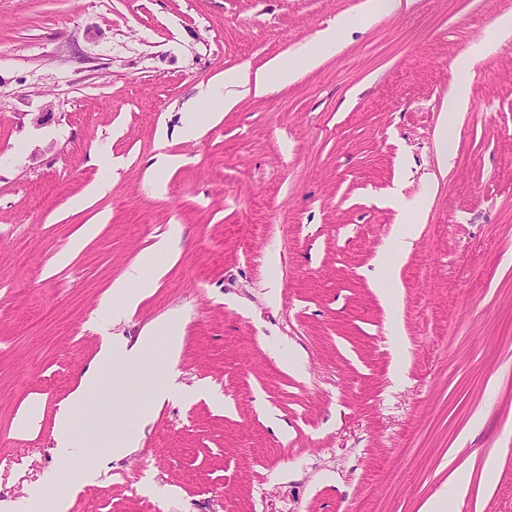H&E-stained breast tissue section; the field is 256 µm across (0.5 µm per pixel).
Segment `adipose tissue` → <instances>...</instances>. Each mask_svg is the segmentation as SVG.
Segmentation results:
<instances>
[{"label": "adipose tissue", "instance_id": "obj_1", "mask_svg": "<svg viewBox=\"0 0 512 512\" xmlns=\"http://www.w3.org/2000/svg\"><path fill=\"white\" fill-rule=\"evenodd\" d=\"M402 6L403 0H367L358 21L345 18L331 24L320 31L313 41L301 44L294 53L293 61L287 62L276 57L255 71L241 68L225 72V109H232L241 94L252 92L262 96L273 87L295 81L303 70L316 67L322 49L336 46L351 26H369L377 14H393ZM401 209L407 219L388 251L389 265L380 283L381 297L393 310L399 306L398 263L406 255L410 241L415 237L418 215L424 207L422 202L413 201L402 203ZM173 250L171 239H160L152 249L141 255L136 265L113 281L111 298L118 302L122 316L132 315L141 300L164 278L166 270L157 265L156 257L161 253H172ZM158 346L163 347L166 353L168 367H176L181 353L178 318H167L155 327L144 330L133 340L124 336L104 339L93 365L85 372L70 401L57 415L54 428L56 455L67 458L75 452L89 456L105 453L120 459L138 447L140 429L151 420L150 406L137 409L136 428H127L113 434L103 432L96 420L80 419L78 411L85 402L100 399L106 391L121 392L134 387L142 374L147 353Z\"/></svg>", "mask_w": 512, "mask_h": 512}]
</instances>
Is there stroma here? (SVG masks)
Instances as JSON below:
<instances>
[{"instance_id": "35a3bbf8", "label": "stroma", "mask_w": 512, "mask_h": 512, "mask_svg": "<svg viewBox=\"0 0 512 512\" xmlns=\"http://www.w3.org/2000/svg\"><path fill=\"white\" fill-rule=\"evenodd\" d=\"M364 2L0 0V499L418 512L467 468L454 512H512V34L457 68L512 0H411L180 136L184 113L215 109L201 88L291 57ZM456 78L469 104L451 117ZM162 153L180 162L156 178ZM103 158L112 189L93 196ZM396 198L429 206L395 321L376 283ZM169 235L178 252L159 256L168 272L136 313L100 315L112 281ZM173 314L180 392L139 447L59 459L57 414L102 336ZM34 399L40 424L20 431ZM491 453L487 488L476 466ZM90 467L94 484L75 483Z\"/></svg>"}]
</instances>
